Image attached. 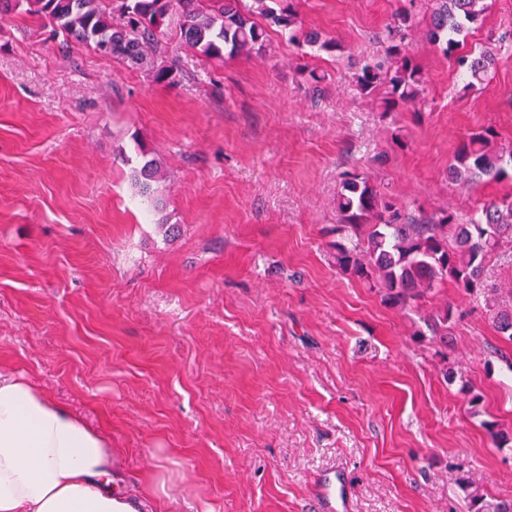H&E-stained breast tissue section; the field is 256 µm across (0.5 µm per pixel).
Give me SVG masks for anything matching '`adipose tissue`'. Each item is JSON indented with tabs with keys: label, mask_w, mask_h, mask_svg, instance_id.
Wrapping results in <instances>:
<instances>
[{
	"label": "adipose tissue",
	"mask_w": 512,
	"mask_h": 512,
	"mask_svg": "<svg viewBox=\"0 0 512 512\" xmlns=\"http://www.w3.org/2000/svg\"><path fill=\"white\" fill-rule=\"evenodd\" d=\"M112 449L33 382L0 373V512H136Z\"/></svg>",
	"instance_id": "ef3b65f1"
}]
</instances>
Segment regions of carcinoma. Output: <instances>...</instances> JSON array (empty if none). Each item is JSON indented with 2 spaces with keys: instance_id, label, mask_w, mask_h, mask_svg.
Returning <instances> with one entry per match:
<instances>
[{
  "instance_id": "1",
  "label": "carcinoma",
  "mask_w": 512,
  "mask_h": 512,
  "mask_svg": "<svg viewBox=\"0 0 512 512\" xmlns=\"http://www.w3.org/2000/svg\"><path fill=\"white\" fill-rule=\"evenodd\" d=\"M273 2L274 6L267 5ZM29 14L50 26L51 36L63 43L107 45V56L121 58L149 71L154 81L172 78L175 62L165 63L161 37L174 32L175 39L208 59L224 60L243 52L260 50L266 27L289 32V39L329 50L336 42L314 31H302L292 4L284 0H27ZM486 0H431L425 37L445 58L456 63L468 77L467 87L483 83L496 64L489 51L461 53L459 39L468 25L477 23L488 10ZM119 12L122 23L112 22ZM412 14H396L386 33L383 56L365 61L357 82L366 94L383 92L384 111L391 112L416 101L423 92L424 78L406 49ZM497 131L487 126L469 135L448 166V182L467 185L481 179L497 181L512 152L492 148ZM141 193L147 196L161 178V164L147 154L135 167ZM338 231H348L351 246L336 244V266L344 274L377 290L384 304L408 309L446 281L469 297L483 289L486 261L504 243H512V196L491 201L467 218L440 210L431 214L403 208L371 181L366 174L347 172L337 198ZM498 334L512 342V305L490 309ZM445 308L432 316L429 327L435 340L448 347ZM482 427L494 444L512 443V433L495 421ZM471 512H512V503L484 493H470Z\"/></svg>"
}]
</instances>
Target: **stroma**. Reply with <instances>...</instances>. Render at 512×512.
<instances>
[{
    "label": "stroma",
    "instance_id": "35a3bbf8",
    "mask_svg": "<svg viewBox=\"0 0 512 512\" xmlns=\"http://www.w3.org/2000/svg\"><path fill=\"white\" fill-rule=\"evenodd\" d=\"M487 2L464 48L496 67L473 88L424 39L429 0H293L339 50L273 31L218 64L172 39L169 83L24 9L0 19V370L111 441L113 482L142 512H318L314 479L335 467L350 512H468L463 479L512 500V446L480 425L512 432V343L487 311L512 304V243L484 298L446 282L415 311L334 260L344 172L428 212L512 195L511 177L448 181L470 133L493 126L512 149V0ZM403 9L424 91L387 114L357 63ZM142 151L164 170L149 199ZM446 307L443 361L417 331Z\"/></svg>",
    "mask_w": 512,
    "mask_h": 512
}]
</instances>
